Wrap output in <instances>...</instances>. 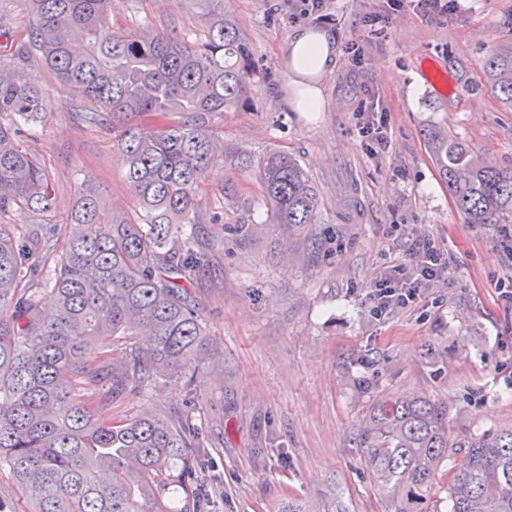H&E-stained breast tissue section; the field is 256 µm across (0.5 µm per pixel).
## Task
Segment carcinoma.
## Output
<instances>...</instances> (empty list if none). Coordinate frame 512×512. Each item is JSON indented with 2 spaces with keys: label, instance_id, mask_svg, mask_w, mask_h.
Instances as JSON below:
<instances>
[{
  "label": "carcinoma",
  "instance_id": "cac0c4a2",
  "mask_svg": "<svg viewBox=\"0 0 512 512\" xmlns=\"http://www.w3.org/2000/svg\"><path fill=\"white\" fill-rule=\"evenodd\" d=\"M109 0H26L28 38L0 57V216L31 214L21 237L0 224V466L12 473L33 512H173L165 475L178 465L194 482L199 431L191 412L112 418V403L161 377L191 385L216 353L190 286L200 273L194 234L198 195L222 141L226 112L249 109L259 73L254 51L224 0H205L207 31L188 43L161 32L120 33ZM37 51L84 108L83 120L112 131L134 214L114 210L97 188H82L67 215L77 230L64 242L41 305L45 225L55 198L25 126L51 111L31 75ZM480 68L512 111V45L490 47ZM429 150L469 224H512V166L481 157L436 129ZM237 163L258 185L268 223H317L319 194L296 158L268 151ZM144 336L121 355L114 338ZM448 407L392 395L371 410L359 438L388 512H438L435 485L448 483L449 512H512V428L467 445V467L443 468ZM279 512H350L331 482L318 508L289 499Z\"/></svg>",
  "mask_w": 512,
  "mask_h": 512
}]
</instances>
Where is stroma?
I'll list each match as a JSON object with an SVG mask.
<instances>
[{"label":"stroma","instance_id":"1","mask_svg":"<svg viewBox=\"0 0 512 512\" xmlns=\"http://www.w3.org/2000/svg\"><path fill=\"white\" fill-rule=\"evenodd\" d=\"M252 45L262 74L249 86L252 105L229 112L228 151L291 153L319 193L317 223L266 221L259 189L225 159L199 194L198 251L207 266L191 290L219 355L202 364L190 388L162 378L112 406L116 417L162 415L196 407L202 445L191 454L193 497L177 482L167 505L204 512H278L288 497L320 500L336 481L353 512H385L357 446L373 404L388 394L422 395L448 407L453 443L448 467L466 462L468 441L512 427V235L497 224L459 215L426 143L429 128L447 129L481 156L512 164V111L480 71L492 45L512 43V0H458L437 22L385 0H224ZM204 0H112L114 30L145 25L195 42L204 34ZM388 16L387 36L368 40L363 16ZM337 31L363 42L353 62L339 54L320 83L327 111L288 112L277 99L288 87L282 49L299 28ZM432 55L464 97L431 92L419 61ZM30 70L53 108L25 144L51 181L64 240L67 212L82 187L109 203L133 204L112 139L87 126L70 88L40 56ZM388 112L385 152L367 150L358 131L372 104ZM249 207L224 203L225 186ZM230 224H254L247 239ZM423 239L444 267L408 306L382 317L369 295L388 275L414 277L411 253Z\"/></svg>","mask_w":512,"mask_h":512}]
</instances>
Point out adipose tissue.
<instances>
[{
  "mask_svg": "<svg viewBox=\"0 0 512 512\" xmlns=\"http://www.w3.org/2000/svg\"><path fill=\"white\" fill-rule=\"evenodd\" d=\"M338 45L337 33L328 29L306 27L293 32L284 47L292 91L281 96L282 108L292 112L325 111L317 79L334 68Z\"/></svg>",
  "mask_w": 512,
  "mask_h": 512,
  "instance_id": "1",
  "label": "adipose tissue"
}]
</instances>
